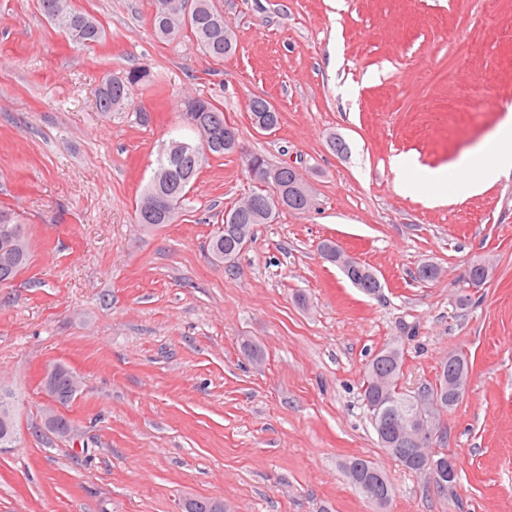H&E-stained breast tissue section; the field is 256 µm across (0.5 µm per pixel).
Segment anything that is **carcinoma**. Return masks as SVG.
Returning a JSON list of instances; mask_svg holds the SVG:
<instances>
[{"instance_id": "carcinoma-1", "label": "carcinoma", "mask_w": 512, "mask_h": 512, "mask_svg": "<svg viewBox=\"0 0 512 512\" xmlns=\"http://www.w3.org/2000/svg\"><path fill=\"white\" fill-rule=\"evenodd\" d=\"M38 4L45 18L65 34L73 45L91 48L102 41L104 29L101 23L91 14L71 6L68 0H38ZM152 24L157 39L172 42L187 35L205 58L215 62L232 56L237 49L236 36L224 18V12L215 5L214 0H171L165 11L154 7ZM153 79V73L145 66L131 68L120 75L103 76L97 92L98 109L105 114L122 109L128 105L136 89L151 84ZM190 101L195 103L196 110L184 112L188 124L195 131L199 125H206L210 130L209 138H172L159 150L155 168L173 170L171 181L163 187L167 204L164 209L150 213L136 208L137 224L158 227L174 223L190 188L210 157L233 153L241 148L240 134H235L233 140L225 138L227 120L221 106L204 96H194ZM248 111L251 123L256 128L262 122L272 129L279 125V112L264 98H251ZM273 170L277 171L276 181H259L260 188L224 211V224L217 228L208 245L209 254L214 261L223 263L228 255L237 257L242 245V231L251 233L257 224L272 223L280 209L298 213L310 210L305 198L291 189L296 178L295 170L289 165L275 166ZM280 198L283 199L281 205L278 204ZM0 239L11 241L17 250L15 267L11 270L0 268V283H7L27 264L28 248L23 225L11 214L2 211ZM360 266L361 270L348 274L347 278L365 294H377L380 286L372 277L373 268L363 262ZM402 366L403 352L398 349L393 353L389 347L378 352L368 365L363 399L367 406L372 402L379 404V415L374 421L376 425L389 426L409 416L412 411L413 395L399 386ZM468 368L466 355L455 353L448 356V360L442 363L441 371L436 375L435 384L429 385V388L437 385L442 395H448V379ZM377 372L391 376L394 390L392 399L385 401L373 396V377ZM375 472L380 474L382 470L362 458H353L346 465V473L355 487L358 482L373 477Z\"/></svg>"}]
</instances>
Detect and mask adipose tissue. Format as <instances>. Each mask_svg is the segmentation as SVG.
I'll list each match as a JSON object with an SVG mask.
<instances>
[{"instance_id":"adipose-tissue-1","label":"adipose tissue","mask_w":512,"mask_h":512,"mask_svg":"<svg viewBox=\"0 0 512 512\" xmlns=\"http://www.w3.org/2000/svg\"><path fill=\"white\" fill-rule=\"evenodd\" d=\"M495 146L494 152H487L485 146H478L466 155L453 170L433 171L427 182L429 197L447 195L449 181L462 184L472 194L482 192L488 185L501 177L512 174V114L507 115L489 137Z\"/></svg>"}]
</instances>
